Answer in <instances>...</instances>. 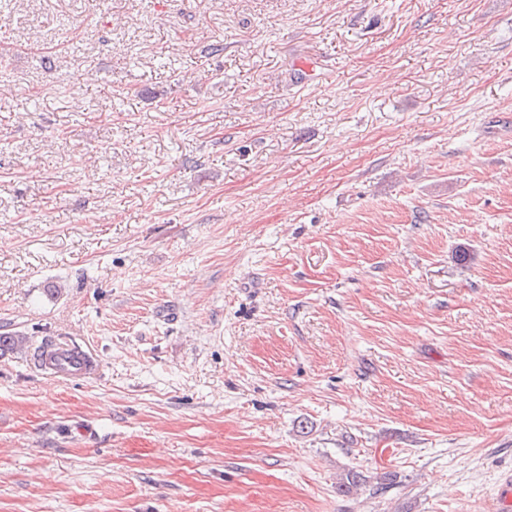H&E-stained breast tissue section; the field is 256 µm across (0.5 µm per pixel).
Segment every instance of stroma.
I'll list each match as a JSON object with an SVG mask.
<instances>
[{"instance_id":"1","label":"stroma","mask_w":512,"mask_h":512,"mask_svg":"<svg viewBox=\"0 0 512 512\" xmlns=\"http://www.w3.org/2000/svg\"><path fill=\"white\" fill-rule=\"evenodd\" d=\"M7 333L0 512H488L512 0H10ZM37 362L46 375L63 379L84 378L98 368L96 359L73 341H47L37 350Z\"/></svg>"}]
</instances>
